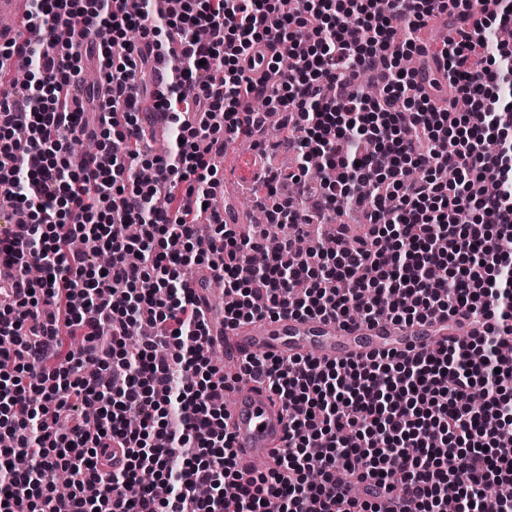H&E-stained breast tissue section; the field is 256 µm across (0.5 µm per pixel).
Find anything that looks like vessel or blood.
<instances>
[{"instance_id": "1", "label": "vessel or blood", "mask_w": 512, "mask_h": 512, "mask_svg": "<svg viewBox=\"0 0 512 512\" xmlns=\"http://www.w3.org/2000/svg\"><path fill=\"white\" fill-rule=\"evenodd\" d=\"M24 14V0H0V46L17 41V25ZM148 107L146 133L162 135L167 114L160 99L151 98ZM448 333L445 325L428 321L406 329L386 320L344 329L329 320L282 315L229 328L223 319L214 317L210 320L209 341L232 362L255 354L332 361L355 358L387 344L403 351H418L436 345ZM230 394L232 401L224 411L225 431L239 468L248 471L256 460L270 459L283 446L286 415L278 398L263 385L239 382L232 385Z\"/></svg>"}]
</instances>
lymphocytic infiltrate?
<instances>
[{"label":"lymphocytic infiltrate","mask_w":512,"mask_h":512,"mask_svg":"<svg viewBox=\"0 0 512 512\" xmlns=\"http://www.w3.org/2000/svg\"><path fill=\"white\" fill-rule=\"evenodd\" d=\"M28 2L26 38L0 46L30 75L0 95V187L25 216L0 238L13 270L0 303V435L13 441L0 447V512H512L482 497L512 484V50L486 41L512 28V0H393L388 14L378 0ZM440 21L448 37L427 48ZM101 28L109 40L94 39ZM135 29L143 43L128 40ZM86 51L105 80L96 111L74 112ZM155 53L171 60L162 104L189 138L153 158L144 183L132 139ZM270 112L298 160L253 186L284 231L273 250L210 207L215 157ZM82 136L95 153H71ZM483 180L494 195L473 194ZM350 209L364 232L338 222L324 251L315 216ZM196 256L232 295L231 326L288 314L481 330L417 353L246 358L239 377L288 412L273 468L247 478L224 431L209 323L180 275ZM145 321L152 338L128 351ZM115 446L124 465L102 474ZM147 469L164 495L142 486Z\"/></svg>","instance_id":"lymphocytic-infiltrate-1"}]
</instances>
